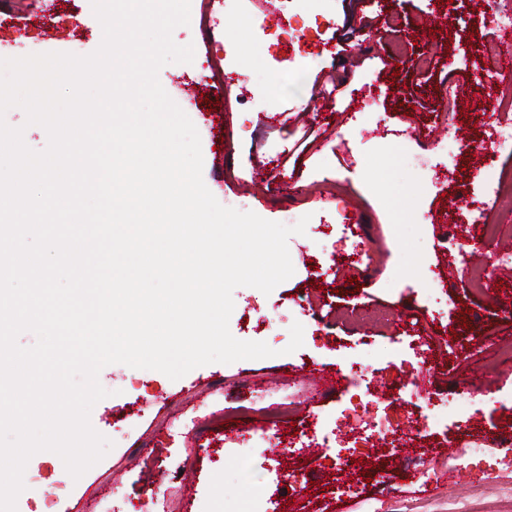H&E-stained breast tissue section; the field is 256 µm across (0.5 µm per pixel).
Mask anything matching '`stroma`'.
Here are the masks:
<instances>
[{
    "instance_id": "obj_1",
    "label": "stroma",
    "mask_w": 512,
    "mask_h": 512,
    "mask_svg": "<svg viewBox=\"0 0 512 512\" xmlns=\"http://www.w3.org/2000/svg\"><path fill=\"white\" fill-rule=\"evenodd\" d=\"M294 7L328 16L297 51L275 39L287 21H269L256 0H191L190 23L172 38L194 45V60L159 72L199 132L203 180L222 205L288 226L309 219L288 241V280L268 295L233 292L232 335L267 343L275 356L201 366L176 381L104 367L110 395L90 422L112 448L77 480L57 454L32 456L17 512H512V455L468 451L512 427V265L498 263L512 252V207L484 191L487 171L512 170V147L492 137L512 74L489 70L503 46L484 0ZM206 14L216 21L210 32L199 26ZM362 27L381 31L379 42L358 44ZM102 37L90 0H0V58L83 56ZM330 78L340 97L321 93ZM370 92L377 103L368 109ZM449 110L461 144L397 139ZM418 153L428 165H417ZM340 201L358 234L337 224ZM474 201L492 233L471 228ZM296 322L304 343L289 354ZM353 362L364 378L350 372ZM311 366L341 371L342 384L317 394ZM410 371L432 378L412 399L398 394ZM460 380L476 398L423 446L387 450L333 432L340 409L367 392L384 398L394 429L408 431L432 404L455 398ZM285 397L287 422L269 427L266 415ZM228 407L239 423L226 424ZM304 427L309 435L285 447Z\"/></svg>"
}]
</instances>
